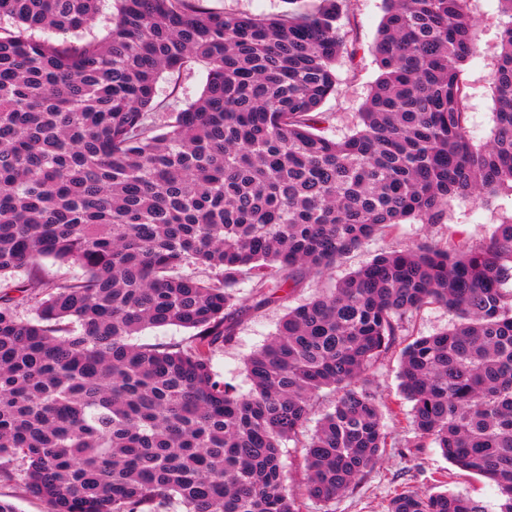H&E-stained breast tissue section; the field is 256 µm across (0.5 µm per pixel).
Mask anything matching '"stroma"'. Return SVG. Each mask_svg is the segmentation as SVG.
I'll use <instances>...</instances> for the list:
<instances>
[{"instance_id": "1", "label": "stroma", "mask_w": 512, "mask_h": 512, "mask_svg": "<svg viewBox=\"0 0 512 512\" xmlns=\"http://www.w3.org/2000/svg\"><path fill=\"white\" fill-rule=\"evenodd\" d=\"M467 8L476 21L477 53L464 66L462 80L467 86L470 132L476 147H485L493 137L494 98L491 74L500 52V39L506 17L498 11L497 0H468ZM385 14V0H347L343 22L355 30L360 50L355 59L339 57L336 61V91L322 109L330 113L322 125L321 135L340 140L350 135L358 121L379 68L370 47L377 37ZM204 63H192L179 76L162 75L157 83L156 100L161 108L154 114L156 123H164L172 113L196 101L207 80ZM512 221V192L507 190L476 202L454 198L448 203L438 223L429 224L410 218L351 251L324 277H308L293 304H300L356 270L382 250L405 244L442 243L449 249L462 250L482 244L500 224ZM285 312L284 307L270 305L248 317L234 343L216 353L213 370L237 384L241 391L250 388L244 360L261 347L274 332ZM399 351L379 360L369 372L382 410V423L389 435L388 446L380 461L347 492L320 502L307 500L304 512H386L390 499L408 489L422 493L447 490L470 497L495 512L496 498L485 480L452 465L432 444L414 447L415 431L410 423L412 404L400 393L398 384ZM0 499L11 502L18 512H47L45 502L32 496L21 468L0 473Z\"/></svg>"}]
</instances>
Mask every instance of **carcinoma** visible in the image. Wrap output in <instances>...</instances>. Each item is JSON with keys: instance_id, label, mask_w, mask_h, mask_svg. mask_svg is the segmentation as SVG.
Returning a JSON list of instances; mask_svg holds the SVG:
<instances>
[{"instance_id": "cac0c4a2", "label": "carcinoma", "mask_w": 512, "mask_h": 512, "mask_svg": "<svg viewBox=\"0 0 512 512\" xmlns=\"http://www.w3.org/2000/svg\"><path fill=\"white\" fill-rule=\"evenodd\" d=\"M0 0V471L24 466L48 512H302L388 443L369 371L430 304L453 327L402 351L419 437L487 479L512 512V223L485 244L383 251L293 308L246 359L251 388L214 354L363 243L452 198L512 184V0L492 72L494 137L474 145L461 78L477 52L467 0H386L381 75L355 132L318 134L336 59L355 58L347 0L226 16L203 0ZM76 36L53 43L30 31ZM207 65L201 96L156 132V84ZM77 270L50 277L43 262ZM249 281V297L240 284ZM36 300L35 316L19 306ZM189 331L134 343L148 328ZM335 395L288 485L282 442ZM387 512H485L404 490ZM116 7L114 0H100L95 26L91 31L84 33V36L100 38L105 35L107 29L112 26V16L116 14Z\"/></svg>"}]
</instances>
